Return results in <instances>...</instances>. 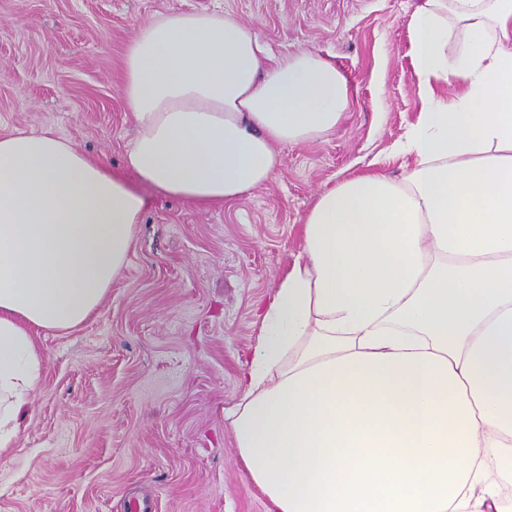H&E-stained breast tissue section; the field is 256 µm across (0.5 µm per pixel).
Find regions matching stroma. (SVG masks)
Wrapping results in <instances>:
<instances>
[{"label":"stroma","mask_w":512,"mask_h":512,"mask_svg":"<svg viewBox=\"0 0 512 512\" xmlns=\"http://www.w3.org/2000/svg\"><path fill=\"white\" fill-rule=\"evenodd\" d=\"M415 0H0V134L48 130L122 171L136 134L122 90L126 47L161 13L224 10L257 25L273 56L317 49L353 101L335 131L282 147L269 183L205 208L145 186L128 262L93 317L35 330L44 360L0 512H272L224 417L254 315L302 245L315 195L377 160L422 107L409 56Z\"/></svg>","instance_id":"1"}]
</instances>
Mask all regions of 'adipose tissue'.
Instances as JSON below:
<instances>
[{"label": "adipose tissue", "mask_w": 512, "mask_h": 512, "mask_svg": "<svg viewBox=\"0 0 512 512\" xmlns=\"http://www.w3.org/2000/svg\"><path fill=\"white\" fill-rule=\"evenodd\" d=\"M409 32L401 175L318 192L239 363L229 425L273 512H512V0H417ZM123 95L126 174L48 131L0 136V455L38 385L33 329L84 324L128 262L133 181L235 200L351 89L318 51L272 61L254 25L180 11L135 32Z\"/></svg>", "instance_id": "1"}]
</instances>
